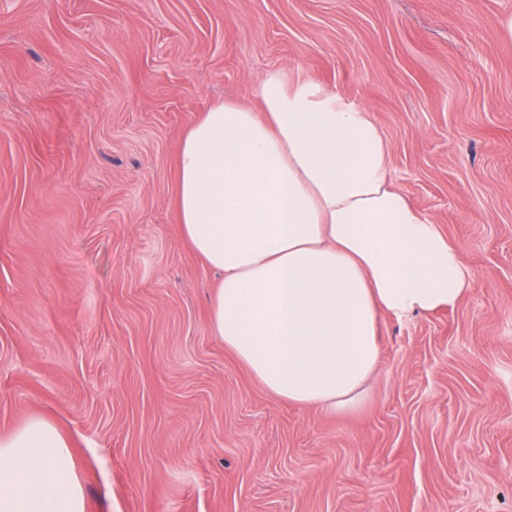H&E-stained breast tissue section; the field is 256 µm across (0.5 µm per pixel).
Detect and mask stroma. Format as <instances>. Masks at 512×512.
I'll return each instance as SVG.
<instances>
[{
	"mask_svg": "<svg viewBox=\"0 0 512 512\" xmlns=\"http://www.w3.org/2000/svg\"><path fill=\"white\" fill-rule=\"evenodd\" d=\"M512 0H0V433L70 436L87 512H512ZM303 71L366 107L474 273L384 320L358 410L270 395L210 326L174 157Z\"/></svg>",
	"mask_w": 512,
	"mask_h": 512,
	"instance_id": "stroma-1",
	"label": "stroma"
}]
</instances>
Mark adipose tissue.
<instances>
[{
	"label": "adipose tissue",
	"instance_id": "obj_1",
	"mask_svg": "<svg viewBox=\"0 0 512 512\" xmlns=\"http://www.w3.org/2000/svg\"><path fill=\"white\" fill-rule=\"evenodd\" d=\"M257 108L212 107L181 139L179 231L222 279L211 326L271 395L356 409L384 319L455 307L473 273L394 187L370 112L311 76L265 72ZM0 512H86L70 442L34 416L0 435Z\"/></svg>",
	"mask_w": 512,
	"mask_h": 512
}]
</instances>
